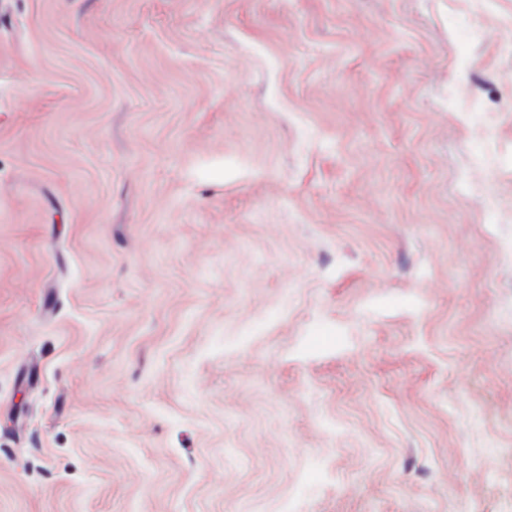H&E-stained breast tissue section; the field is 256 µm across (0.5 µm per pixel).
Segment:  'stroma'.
<instances>
[{
  "label": "stroma",
  "instance_id": "1",
  "mask_svg": "<svg viewBox=\"0 0 512 512\" xmlns=\"http://www.w3.org/2000/svg\"><path fill=\"white\" fill-rule=\"evenodd\" d=\"M512 0H0V512H512Z\"/></svg>",
  "mask_w": 512,
  "mask_h": 512
}]
</instances>
